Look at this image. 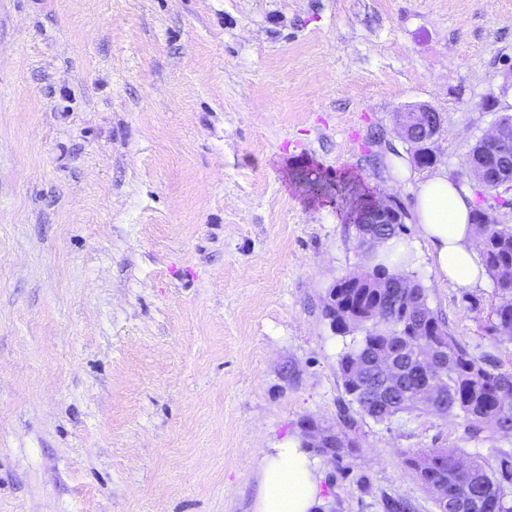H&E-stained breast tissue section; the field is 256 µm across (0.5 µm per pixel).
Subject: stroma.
I'll use <instances>...</instances> for the list:
<instances>
[{"label":"stroma","mask_w":512,"mask_h":512,"mask_svg":"<svg viewBox=\"0 0 512 512\" xmlns=\"http://www.w3.org/2000/svg\"><path fill=\"white\" fill-rule=\"evenodd\" d=\"M414 103L446 121L405 178ZM503 114L512 0H0V512H251L263 452L310 420L353 443L323 459L326 512H434L411 453L512 440L344 428L361 335L323 307L367 260L302 183L395 196L430 307L512 371L493 284H440L414 217L434 173L474 190Z\"/></svg>","instance_id":"1"}]
</instances>
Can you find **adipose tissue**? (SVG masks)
I'll list each match as a JSON object with an SVG mask.
<instances>
[{
    "label": "adipose tissue",
    "mask_w": 512,
    "mask_h": 512,
    "mask_svg": "<svg viewBox=\"0 0 512 512\" xmlns=\"http://www.w3.org/2000/svg\"><path fill=\"white\" fill-rule=\"evenodd\" d=\"M415 216L427 255L440 283L475 289L485 280L470 222L472 195L434 174L418 183ZM322 466L302 438L293 437L267 449L259 463L252 512H318L323 505Z\"/></svg>",
    "instance_id": "obj_1"
}]
</instances>
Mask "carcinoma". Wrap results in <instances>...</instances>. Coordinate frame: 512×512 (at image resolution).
I'll return each instance as SVG.
<instances>
[{
  "label": "carcinoma",
  "mask_w": 512,
  "mask_h": 512,
  "mask_svg": "<svg viewBox=\"0 0 512 512\" xmlns=\"http://www.w3.org/2000/svg\"><path fill=\"white\" fill-rule=\"evenodd\" d=\"M481 208L475 207L480 263L494 284L498 303L489 332L497 342H512V225L479 224ZM360 246L397 238L401 224L355 225ZM406 310L412 318L411 333L396 335L395 316ZM325 316L336 313L339 333H362L361 343L345 351L338 370L349 403L377 424H389L415 412L437 407L442 418L462 419L467 441H485L512 434V372L498 371L483 355L471 351L449 331L445 319L431 309L422 284L387 265L375 264L350 287L341 280L330 289ZM404 358L432 354L441 360L438 375L448 386L429 401L423 393L426 378L411 362L403 364L400 386L390 396L380 395L377 361L389 354ZM412 477L442 512L441 495H448V512H512V498L504 488L512 484V449H495L489 457L462 448H426L406 459Z\"/></svg>",
  "instance_id": "1"
}]
</instances>
